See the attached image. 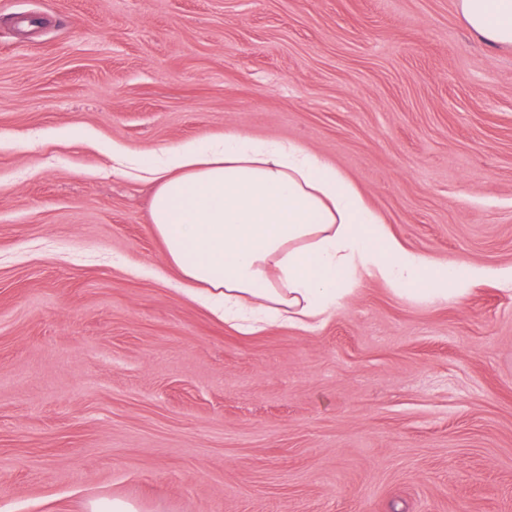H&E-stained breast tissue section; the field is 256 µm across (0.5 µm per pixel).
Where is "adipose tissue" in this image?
<instances>
[{
    "label": "adipose tissue",
    "mask_w": 512,
    "mask_h": 512,
    "mask_svg": "<svg viewBox=\"0 0 512 512\" xmlns=\"http://www.w3.org/2000/svg\"><path fill=\"white\" fill-rule=\"evenodd\" d=\"M457 6L473 36L512 48V0ZM112 158L153 183L150 222L180 289L244 334L321 325L366 276L425 302L485 279L512 283V268L405 248L335 165L293 140L235 131L147 164L118 144Z\"/></svg>",
    "instance_id": "adipose-tissue-1"
}]
</instances>
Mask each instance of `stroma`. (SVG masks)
<instances>
[{"instance_id":"obj_1","label":"stroma","mask_w":512,"mask_h":512,"mask_svg":"<svg viewBox=\"0 0 512 512\" xmlns=\"http://www.w3.org/2000/svg\"><path fill=\"white\" fill-rule=\"evenodd\" d=\"M238 129L512 265V49L456 0H0V512H512V286L249 336L175 288L106 145Z\"/></svg>"}]
</instances>
